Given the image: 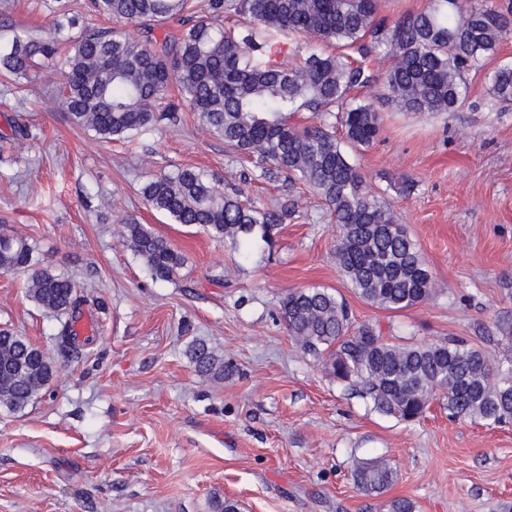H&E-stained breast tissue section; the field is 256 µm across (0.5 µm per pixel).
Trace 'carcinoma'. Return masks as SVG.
Segmentation results:
<instances>
[{
	"instance_id": "cac0c4a2",
	"label": "carcinoma",
	"mask_w": 512,
	"mask_h": 512,
	"mask_svg": "<svg viewBox=\"0 0 512 512\" xmlns=\"http://www.w3.org/2000/svg\"><path fill=\"white\" fill-rule=\"evenodd\" d=\"M94 10L147 32L163 23L177 36L132 40L117 30L87 31L62 49L59 38L24 32L0 43V67L30 81L47 67L60 76L59 100L71 122L104 141L127 139L177 118L167 98L176 86L209 133L236 152L272 162L288 178L315 191L340 233L335 259L362 300L398 311L432 295L433 276L417 244L388 204L365 185L349 150L369 146L381 130L373 104L351 97L370 80L368 67L389 56L384 99L398 112H454L466 102V75L497 54L512 37V6L485 0H432L393 25L377 20L381 0H209L207 15L193 18V0H91ZM230 19L234 26L220 25ZM309 36L336 51L312 53L293 66L274 59L275 45ZM492 90L512 101V67L491 74ZM307 112L313 122L288 121ZM343 136L336 138V127ZM147 206L174 224L196 226L229 241L246 258L255 237L272 240L290 212L246 205L207 174L182 167L148 180ZM126 237L151 276L171 281L185 256L171 241L131 219ZM29 270L27 296L66 317L57 334L65 356L77 352L73 313L83 297L70 278L37 267L23 237L0 235V272ZM279 317L301 349L322 358L328 375L353 388L381 415L400 421L421 417L444 395L448 416L488 425L512 421V354L493 365L464 338L436 343H396L378 326L355 325L345 299L327 288L289 291ZM195 371L224 379V359L207 345L188 350ZM47 354L9 328H0V408L19 412L48 389ZM389 460L358 462L353 477L368 493L393 479Z\"/></svg>"
}]
</instances>
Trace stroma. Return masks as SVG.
<instances>
[{
  "mask_svg": "<svg viewBox=\"0 0 512 512\" xmlns=\"http://www.w3.org/2000/svg\"><path fill=\"white\" fill-rule=\"evenodd\" d=\"M86 3L0 0V39L48 35L64 13L80 18L67 41L86 26L145 38ZM506 64L512 40L470 73L455 112L393 111L377 79L356 91L383 123L354 160L434 278L430 299L401 311L354 294L319 196L274 164L227 153L189 110L133 142H102L70 123L51 81L19 85L0 74V231L27 238L41 266L79 285L78 323L90 328L88 344L63 356L60 323L27 298L25 273H0V326L46 349L56 369L24 410L0 409V512H213L217 496L239 512H383L396 497L416 512H512V424L449 418L441 397L412 423L378 414L304 353L279 317L288 291L325 287L384 336H462L490 362L502 357L512 321V102L494 96L490 74ZM187 166L244 203L295 214L273 245L240 259L145 204L148 179ZM130 219L185 255L179 278L152 279L125 244ZM196 341L223 358V380L194 371L187 351ZM379 456L395 478L370 495L352 469Z\"/></svg>",
  "mask_w": 512,
  "mask_h": 512,
  "instance_id": "35a3bbf8",
  "label": "stroma"
}]
</instances>
